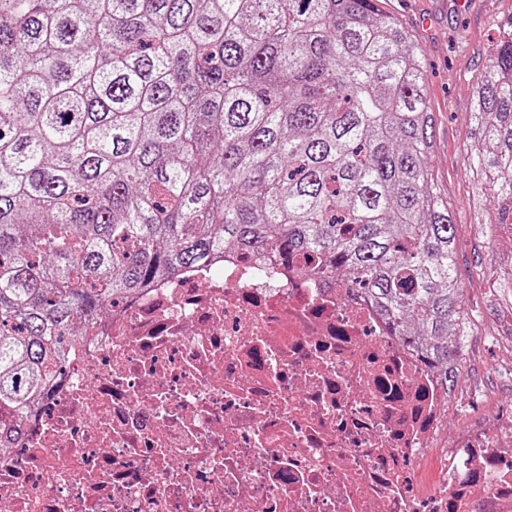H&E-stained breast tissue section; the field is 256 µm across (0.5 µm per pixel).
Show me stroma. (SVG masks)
<instances>
[{
  "label": "stroma",
  "instance_id": "stroma-1",
  "mask_svg": "<svg viewBox=\"0 0 512 512\" xmlns=\"http://www.w3.org/2000/svg\"><path fill=\"white\" fill-rule=\"evenodd\" d=\"M382 6L403 21L419 45L434 117L428 163L451 206L458 277L478 325L464 348L455 394L448 402V431L453 434L471 416L512 400V309L495 304L490 282L474 270L479 263L492 269L512 266V226L500 225L491 240L478 231L465 158L472 141L471 76L499 28L512 21V0H383Z\"/></svg>",
  "mask_w": 512,
  "mask_h": 512
}]
</instances>
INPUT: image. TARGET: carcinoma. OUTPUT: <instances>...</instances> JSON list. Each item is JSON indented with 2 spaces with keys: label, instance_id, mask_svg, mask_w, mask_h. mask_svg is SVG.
Instances as JSON below:
<instances>
[{
  "label": "carcinoma",
  "instance_id": "obj_1",
  "mask_svg": "<svg viewBox=\"0 0 512 512\" xmlns=\"http://www.w3.org/2000/svg\"><path fill=\"white\" fill-rule=\"evenodd\" d=\"M512 224V28L477 74ZM419 51L382 0H0V448L106 306L224 253L342 278L454 384L474 336Z\"/></svg>",
  "mask_w": 512,
  "mask_h": 512
}]
</instances>
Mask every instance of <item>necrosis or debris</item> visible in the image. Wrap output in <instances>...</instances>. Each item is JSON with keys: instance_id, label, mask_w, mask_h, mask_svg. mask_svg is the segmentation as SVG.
<instances>
[{"instance_id": "obj_1", "label": "necrosis or debris", "mask_w": 512, "mask_h": 512, "mask_svg": "<svg viewBox=\"0 0 512 512\" xmlns=\"http://www.w3.org/2000/svg\"><path fill=\"white\" fill-rule=\"evenodd\" d=\"M302 268L228 251L103 311L0 455V512H512V403L436 447L445 385Z\"/></svg>"}]
</instances>
